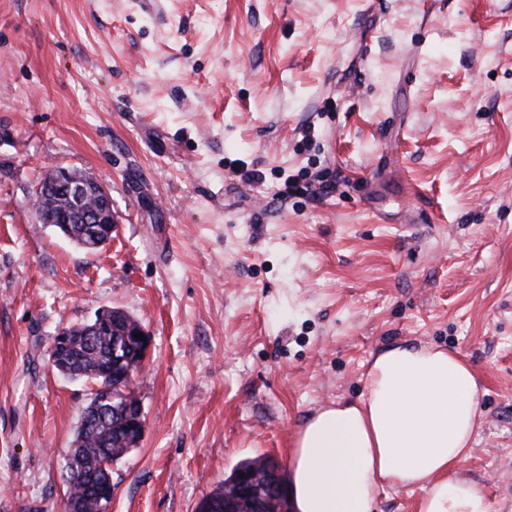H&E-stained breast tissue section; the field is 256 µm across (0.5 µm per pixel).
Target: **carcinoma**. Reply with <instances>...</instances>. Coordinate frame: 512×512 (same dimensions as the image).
<instances>
[{
	"mask_svg": "<svg viewBox=\"0 0 512 512\" xmlns=\"http://www.w3.org/2000/svg\"><path fill=\"white\" fill-rule=\"evenodd\" d=\"M69 336L56 347L58 371L74 380L103 382L112 387V404L105 408L95 425L85 421L93 413L97 397H92L77 427L74 448L67 458L69 468L68 496L82 512H108L114 484L112 469L103 467L107 458L116 460L135 446L126 434L127 421L123 416V399L128 382L115 377L112 367V346L122 339L124 326L119 325L103 336H86L87 324L67 326ZM270 462L268 458H246L238 463L224 480V487L204 498L197 512H210V504L224 501L225 487L234 484L242 474L259 472Z\"/></svg>",
	"mask_w": 512,
	"mask_h": 512,
	"instance_id": "obj_1",
	"label": "carcinoma"
}]
</instances>
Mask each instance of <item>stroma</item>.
Listing matches in <instances>:
<instances>
[{"mask_svg":"<svg viewBox=\"0 0 512 512\" xmlns=\"http://www.w3.org/2000/svg\"><path fill=\"white\" fill-rule=\"evenodd\" d=\"M57 168L106 186L105 246L37 222ZM109 307L151 336L109 512L291 474L398 342L473 367L460 474L512 512V0H0V512H62L91 385L49 351ZM318 182V184H316ZM332 187L325 184L319 177L309 178L305 183L300 184L296 181H286L285 189L280 192L281 201H287L289 197L302 195L308 198H319L328 194ZM270 462V458H246L238 463L232 473L224 480V486L215 490L208 497L204 498L197 507V512H224V493L227 486L234 484L241 474L263 471ZM222 502L223 508L220 511H210V504Z\"/></svg>","mask_w":512,"mask_h":512,"instance_id":"obj_1","label":"stroma"}]
</instances>
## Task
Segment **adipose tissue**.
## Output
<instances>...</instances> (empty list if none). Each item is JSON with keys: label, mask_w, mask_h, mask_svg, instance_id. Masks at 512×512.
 I'll list each match as a JSON object with an SVG mask.
<instances>
[{"label": "adipose tissue", "mask_w": 512, "mask_h": 512, "mask_svg": "<svg viewBox=\"0 0 512 512\" xmlns=\"http://www.w3.org/2000/svg\"><path fill=\"white\" fill-rule=\"evenodd\" d=\"M479 384L456 352L394 344L367 371V394L318 409L293 443L296 512H375L380 491H420L417 512H491L459 475L480 427Z\"/></svg>", "instance_id": "1"}]
</instances>
